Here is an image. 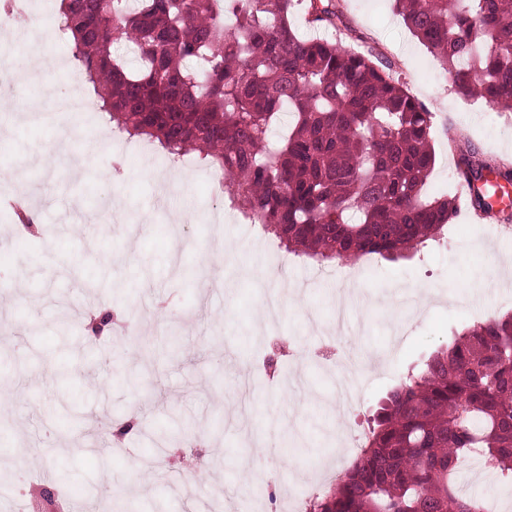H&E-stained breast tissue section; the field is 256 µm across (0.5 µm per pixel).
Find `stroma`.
<instances>
[{"mask_svg":"<svg viewBox=\"0 0 512 512\" xmlns=\"http://www.w3.org/2000/svg\"><path fill=\"white\" fill-rule=\"evenodd\" d=\"M345 14L351 30L338 42L383 52L433 114L430 192L462 189L451 176L449 134L512 161V113L457 94L392 0H346ZM75 131L65 152L43 164L31 155L52 142L50 131L0 123V183L22 180L42 230L30 243L0 215V384L13 391L0 406V420L10 422L0 432V512H13L20 491L57 496L47 512H184L173 484L197 460L207 485L192 495L205 512H279L285 488L313 481L321 495L344 473L354 459L346 439L365 441L376 402L409 369L453 332L512 314V283L480 275L512 257V239L489 234L492 220L463 213L442 241L411 258L363 257L354 280L333 261L326 278L210 193L212 169L197 153L163 157L151 139L115 131L98 114ZM123 154L138 161L113 176L108 159ZM106 194L124 220L98 214ZM182 195L193 217L178 224L169 203ZM417 288L435 299L394 335L396 309ZM341 289L358 299L339 343L365 373L358 401L336 414L320 401L335 384L312 361L320 329L305 313L327 314ZM163 300L170 312L161 318ZM104 302L129 314L137 339L83 332ZM134 410L140 428L120 448L105 459L85 451L88 425ZM168 431L174 469L143 484ZM244 462L267 469L263 486L241 472Z\"/></svg>","mask_w":512,"mask_h":512,"instance_id":"1","label":"stroma"}]
</instances>
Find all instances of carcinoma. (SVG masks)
Here are the masks:
<instances>
[{
  "mask_svg": "<svg viewBox=\"0 0 512 512\" xmlns=\"http://www.w3.org/2000/svg\"><path fill=\"white\" fill-rule=\"evenodd\" d=\"M456 91L512 112V0H394ZM348 29L343 0H62L58 29L99 110L171 155L194 151L244 218L318 262L405 259L460 214L423 197L432 112L370 47L301 38L292 15ZM293 123L277 146L281 111ZM460 182L512 170L448 139ZM494 189L470 209L489 213ZM475 453L512 482V315L465 328L376 409L369 436L313 512H484L457 481Z\"/></svg>",
  "mask_w": 512,
  "mask_h": 512,
  "instance_id": "cac0c4a2",
  "label": "carcinoma"
}]
</instances>
